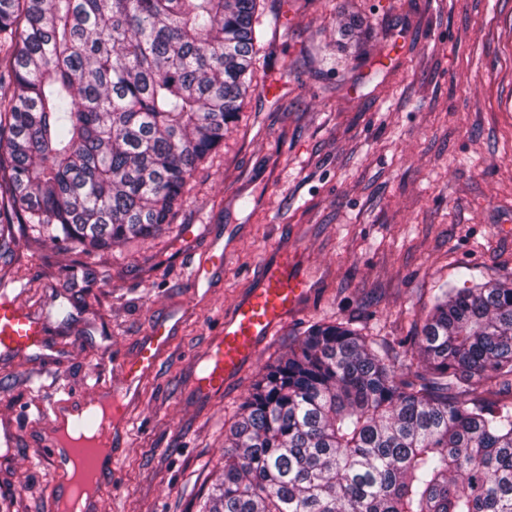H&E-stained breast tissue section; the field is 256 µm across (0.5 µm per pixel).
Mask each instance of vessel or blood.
I'll return each instance as SVG.
<instances>
[{"label": "vessel or blood", "mask_w": 512, "mask_h": 512, "mask_svg": "<svg viewBox=\"0 0 512 512\" xmlns=\"http://www.w3.org/2000/svg\"><path fill=\"white\" fill-rule=\"evenodd\" d=\"M225 250L211 247L205 262L191 264L189 279L193 284L208 282L224 265ZM310 283L296 252L280 250L259 268L258 282L245 298L224 315L220 328L202 353L194 376V388L203 396L222 390L228 380L248 362L257 347L274 336L297 311L308 295ZM173 328L167 322L155 323L135 357L122 362L120 368L128 382L135 383L152 375L169 349ZM44 329L18 303H0V355L13 356L41 347ZM95 433L106 440L110 454L105 463L82 447L63 451L55 442L44 444L42 452L53 468L72 476L76 468L97 473L98 485L111 484L116 465L123 453L126 422L94 416Z\"/></svg>", "instance_id": "b4317fda"}]
</instances>
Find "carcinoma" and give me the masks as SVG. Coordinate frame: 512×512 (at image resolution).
Here are the masks:
<instances>
[{
  "label": "carcinoma",
  "mask_w": 512,
  "mask_h": 512,
  "mask_svg": "<svg viewBox=\"0 0 512 512\" xmlns=\"http://www.w3.org/2000/svg\"><path fill=\"white\" fill-rule=\"evenodd\" d=\"M260 0H0V259L153 238L253 87ZM395 365L348 322L266 367L198 512H512V280L450 288Z\"/></svg>",
  "instance_id": "carcinoma-1"
}]
</instances>
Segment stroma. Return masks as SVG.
Here are the masks:
<instances>
[{
  "instance_id": "35a3bbf8",
  "label": "stroma",
  "mask_w": 512,
  "mask_h": 512,
  "mask_svg": "<svg viewBox=\"0 0 512 512\" xmlns=\"http://www.w3.org/2000/svg\"><path fill=\"white\" fill-rule=\"evenodd\" d=\"M356 16L359 40L339 27ZM254 88L223 145L184 189L168 230L86 254L17 233L0 286L46 347L0 356V512H46L56 472L36 443L122 386L154 322L175 330L127 411V452L96 512H197L225 436L266 365L310 325L352 323L398 360L443 288L512 275V0H288L261 18ZM221 270L192 287L212 245ZM298 252L311 292L223 392L199 397L193 363L257 283Z\"/></svg>"
}]
</instances>
